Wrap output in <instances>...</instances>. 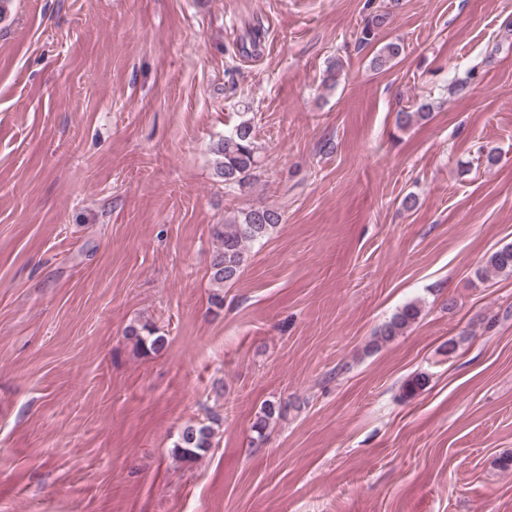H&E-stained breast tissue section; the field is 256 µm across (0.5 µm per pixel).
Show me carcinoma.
Returning <instances> with one entry per match:
<instances>
[{"instance_id":"1","label":"carcinoma","mask_w":512,"mask_h":512,"mask_svg":"<svg viewBox=\"0 0 512 512\" xmlns=\"http://www.w3.org/2000/svg\"><path fill=\"white\" fill-rule=\"evenodd\" d=\"M385 22V15L373 14L365 20L360 42L369 43L375 29ZM402 53L398 42L384 45L372 59L373 68L381 70L391 64ZM432 104L421 103L414 112H399L396 125L409 126L413 118H427ZM215 152L221 157L217 176L224 182V188L245 191L255 179L259 168L256 131L251 120L245 119L235 125L218 140ZM281 221L280 214L266 206L257 205L241 210L237 215L213 225V236L219 248L211 261V278L214 283L224 285L236 282L242 275L248 260V247L268 238ZM487 268L496 272H512V246H504L493 252L487 260ZM421 307L410 302L400 308L378 331L373 346L379 347L403 335L419 318ZM124 336L135 346L146 352L158 353L166 347L167 339L148 324L128 326ZM288 413V403L272 402L264 405L252 423L256 433L253 440L264 441L265 430L273 419L283 418ZM216 434L212 425L198 422L188 425L178 435L173 454L183 461H194L204 456L215 446Z\"/></svg>"}]
</instances>
